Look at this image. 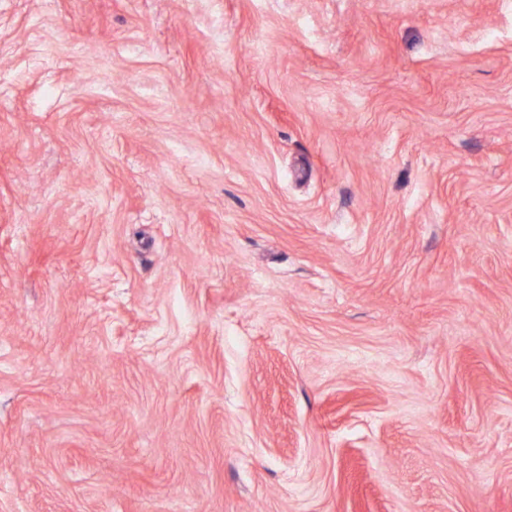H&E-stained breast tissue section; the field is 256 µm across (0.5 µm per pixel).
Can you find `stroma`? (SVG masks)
<instances>
[{"label": "stroma", "mask_w": 512, "mask_h": 512, "mask_svg": "<svg viewBox=\"0 0 512 512\" xmlns=\"http://www.w3.org/2000/svg\"><path fill=\"white\" fill-rule=\"evenodd\" d=\"M0 512H512V5L0 0Z\"/></svg>", "instance_id": "1"}]
</instances>
